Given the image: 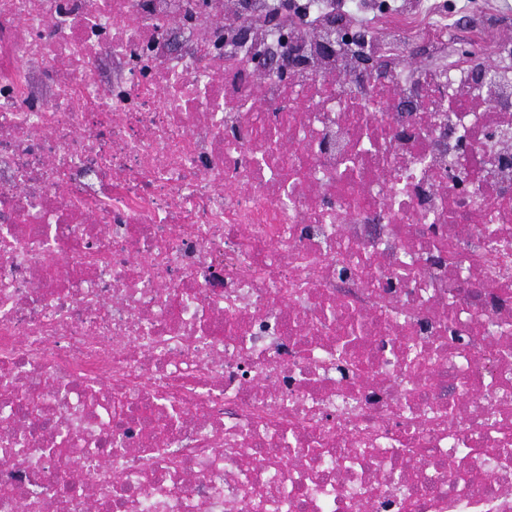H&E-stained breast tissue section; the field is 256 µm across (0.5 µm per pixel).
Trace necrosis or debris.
I'll return each mask as SVG.
<instances>
[{
	"mask_svg": "<svg viewBox=\"0 0 512 512\" xmlns=\"http://www.w3.org/2000/svg\"><path fill=\"white\" fill-rule=\"evenodd\" d=\"M324 6L0 0V512H512V86L455 61L399 123L457 19L351 9L393 65L352 99ZM253 60L256 70L264 75H272L274 78H285L288 75V57L257 53Z\"/></svg>",
	"mask_w": 512,
	"mask_h": 512,
	"instance_id": "1",
	"label": "necrosis or debris"
}]
</instances>
